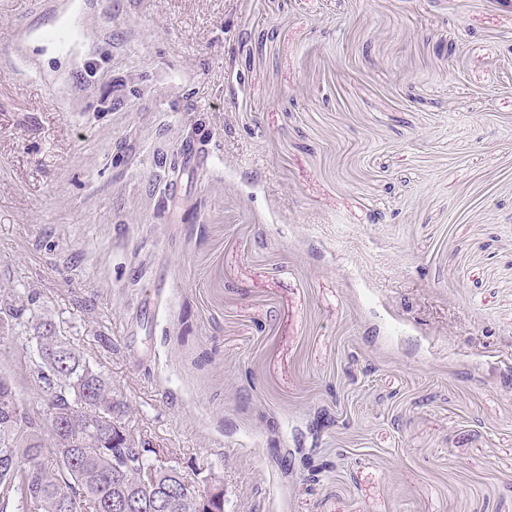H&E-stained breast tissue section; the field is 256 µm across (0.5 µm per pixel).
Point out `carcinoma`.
<instances>
[{
    "label": "carcinoma",
    "instance_id": "cac0c4a2",
    "mask_svg": "<svg viewBox=\"0 0 512 512\" xmlns=\"http://www.w3.org/2000/svg\"><path fill=\"white\" fill-rule=\"evenodd\" d=\"M25 309L0 305V330L19 321ZM36 342L42 353L29 376L50 396L49 413L37 419L28 412L14 415L16 384L0 371V488L14 492L1 509L25 512H112V501L129 495L137 498L135 512H157L155 501L163 489L185 483L176 467H157L153 479L141 481L140 470L162 448H132L112 443L114 416L122 413L109 379L93 369L81 353L60 335L54 322L37 323ZM52 459H44L45 447ZM219 499L202 501L185 496L175 512H224L223 485L205 479Z\"/></svg>",
    "mask_w": 512,
    "mask_h": 512
}]
</instances>
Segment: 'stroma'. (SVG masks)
Wrapping results in <instances>:
<instances>
[{"instance_id":"stroma-1","label":"stroma","mask_w":512,"mask_h":512,"mask_svg":"<svg viewBox=\"0 0 512 512\" xmlns=\"http://www.w3.org/2000/svg\"><path fill=\"white\" fill-rule=\"evenodd\" d=\"M6 302L224 512H512V6L0 0Z\"/></svg>"}]
</instances>
